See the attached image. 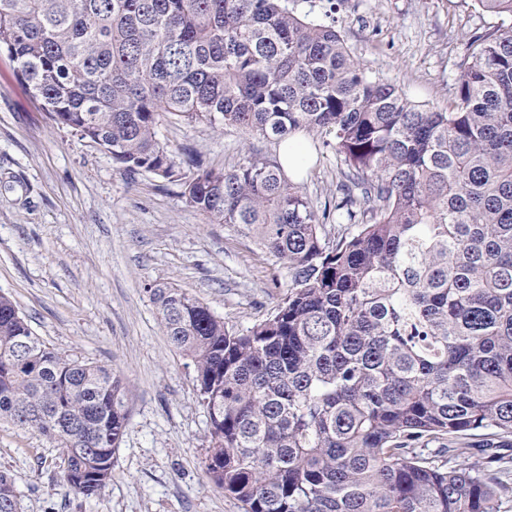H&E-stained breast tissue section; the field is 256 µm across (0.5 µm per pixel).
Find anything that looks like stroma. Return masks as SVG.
Masks as SVG:
<instances>
[{
  "label": "stroma",
  "instance_id": "35a3bbf8",
  "mask_svg": "<svg viewBox=\"0 0 512 512\" xmlns=\"http://www.w3.org/2000/svg\"><path fill=\"white\" fill-rule=\"evenodd\" d=\"M344 38L373 74L412 101L444 108L467 37L499 18L476 0H342ZM177 166H235L237 130L160 118ZM299 181L317 201L336 190V157L309 141ZM171 283L243 331L288 292L287 265L230 224L192 208L179 183L126 173L110 154L51 125L0 54V293L58 351L112 367L129 421L112 479L86 498L64 481L59 449L37 430L0 421V470L17 484V512H242L203 461L209 418L193 367L167 341L151 286Z\"/></svg>",
  "mask_w": 512,
  "mask_h": 512
}]
</instances>
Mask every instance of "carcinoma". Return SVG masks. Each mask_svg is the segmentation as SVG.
<instances>
[{"label":"carcinoma","instance_id":"cac0c4a2","mask_svg":"<svg viewBox=\"0 0 512 512\" xmlns=\"http://www.w3.org/2000/svg\"><path fill=\"white\" fill-rule=\"evenodd\" d=\"M512 18V0H477ZM298 0H0V53L47 119L126 172H162L212 224L288 265V295L243 332L170 283L149 289L191 360L205 469L243 512H500L512 451V27L465 43L447 109L373 76ZM243 134L192 174L162 115ZM336 156L319 206L251 137ZM123 377L34 336L0 294V420L61 449L90 498L128 425ZM488 432L485 457L452 445ZM0 471V512H16Z\"/></svg>","mask_w":512,"mask_h":512}]
</instances>
